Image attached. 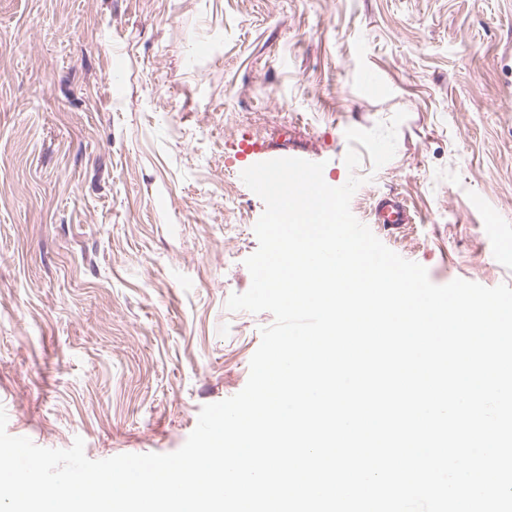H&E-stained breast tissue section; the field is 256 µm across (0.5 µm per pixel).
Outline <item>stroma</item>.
I'll list each match as a JSON object with an SVG mask.
<instances>
[{"mask_svg": "<svg viewBox=\"0 0 512 512\" xmlns=\"http://www.w3.org/2000/svg\"><path fill=\"white\" fill-rule=\"evenodd\" d=\"M400 110L353 215L434 284L512 286V0H0L7 433L179 450L274 321L226 307L265 208L238 168L342 186L346 130ZM388 193L405 228L373 223Z\"/></svg>", "mask_w": 512, "mask_h": 512, "instance_id": "1", "label": "stroma"}]
</instances>
